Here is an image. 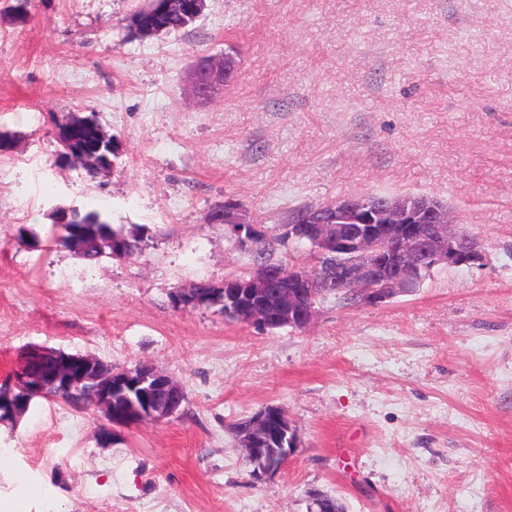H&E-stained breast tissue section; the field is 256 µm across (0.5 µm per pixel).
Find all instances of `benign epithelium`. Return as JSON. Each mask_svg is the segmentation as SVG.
I'll return each mask as SVG.
<instances>
[{"label": "benign epithelium", "instance_id": "1", "mask_svg": "<svg viewBox=\"0 0 512 512\" xmlns=\"http://www.w3.org/2000/svg\"><path fill=\"white\" fill-rule=\"evenodd\" d=\"M149 2L156 18L175 6L196 15L205 9V0ZM229 57L228 52L214 55L204 68H192L194 97L202 100L208 88H223L234 80L236 72L225 64ZM220 214L219 220L209 215V221L224 225L239 242L265 245L270 240L263 225L250 220L239 203L224 201ZM281 236L286 244L308 245L312 264L288 271L256 261L246 275L210 282L204 291L194 284L177 289L172 305L182 311L226 306L238 322L262 331L306 326L315 313L314 287L323 278L331 279L336 290L356 304L377 305L412 291L435 267L482 260L480 244L448 209L403 196L381 202L354 196L322 204L289 223ZM63 243L81 252L101 248L99 241L79 235H69ZM63 394L70 405L102 410L112 425L166 420L185 398L181 386L153 367L115 372L89 355L33 347L0 396V421L22 417L37 398ZM297 446V430L286 414L274 420L263 409L242 429L240 447L257 482L279 472Z\"/></svg>", "mask_w": 512, "mask_h": 512}]
</instances>
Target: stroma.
<instances>
[{"label":"stroma","mask_w":512,"mask_h":512,"mask_svg":"<svg viewBox=\"0 0 512 512\" xmlns=\"http://www.w3.org/2000/svg\"><path fill=\"white\" fill-rule=\"evenodd\" d=\"M0 0V385L33 346L148 363L186 400L161 422L36 399L0 423L9 512H512V0H206L191 32L129 37L143 0ZM234 48L208 101L197 57ZM95 114L119 158L87 180L55 123ZM427 195L481 243L377 305L329 298L310 325L260 331L175 288L248 272L211 209L233 199L280 233L291 209ZM100 211L145 240L88 263L51 237L58 208ZM37 234L25 244L21 230ZM283 408L296 453L264 482L231 428Z\"/></svg>","instance_id":"obj_1"}]
</instances>
